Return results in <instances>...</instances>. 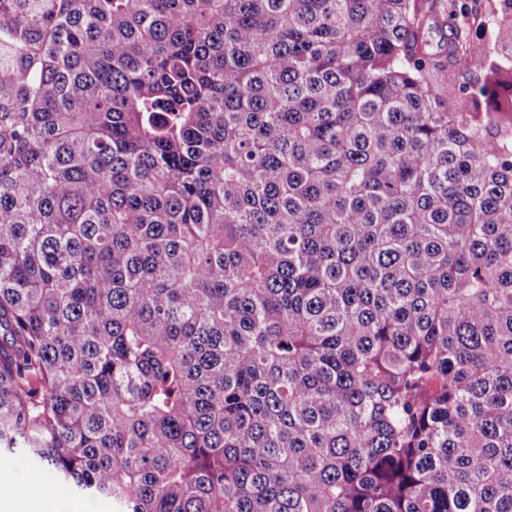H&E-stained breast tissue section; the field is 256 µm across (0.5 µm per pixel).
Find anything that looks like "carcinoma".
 Wrapping results in <instances>:
<instances>
[{"instance_id": "1", "label": "carcinoma", "mask_w": 512, "mask_h": 512, "mask_svg": "<svg viewBox=\"0 0 512 512\" xmlns=\"http://www.w3.org/2000/svg\"><path fill=\"white\" fill-rule=\"evenodd\" d=\"M0 453L512 512V0H0Z\"/></svg>"}]
</instances>
